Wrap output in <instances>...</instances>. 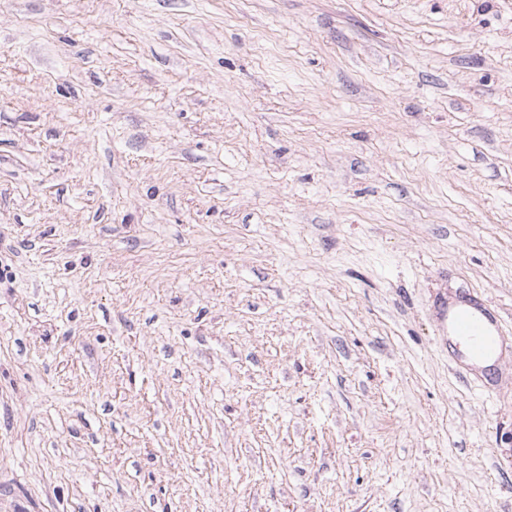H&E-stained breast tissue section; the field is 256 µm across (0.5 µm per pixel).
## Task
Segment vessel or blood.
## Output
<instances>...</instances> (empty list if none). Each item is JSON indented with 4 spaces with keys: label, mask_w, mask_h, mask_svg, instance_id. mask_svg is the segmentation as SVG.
Returning <instances> with one entry per match:
<instances>
[{
    "label": "vessel or blood",
    "mask_w": 512,
    "mask_h": 512,
    "mask_svg": "<svg viewBox=\"0 0 512 512\" xmlns=\"http://www.w3.org/2000/svg\"><path fill=\"white\" fill-rule=\"evenodd\" d=\"M439 333L448 339L454 361L480 379H491L508 345L500 319L478 294L461 292L436 302Z\"/></svg>",
    "instance_id": "vessel-or-blood-1"
}]
</instances>
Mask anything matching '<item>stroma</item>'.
Segmentation results:
<instances>
[{
  "instance_id": "obj_1",
  "label": "stroma",
  "mask_w": 512,
  "mask_h": 512,
  "mask_svg": "<svg viewBox=\"0 0 512 512\" xmlns=\"http://www.w3.org/2000/svg\"><path fill=\"white\" fill-rule=\"evenodd\" d=\"M512 0H0V512H512ZM439 335L448 339L453 360L477 378L499 375L498 366L508 351L500 319L478 294L461 292L436 301Z\"/></svg>"
}]
</instances>
